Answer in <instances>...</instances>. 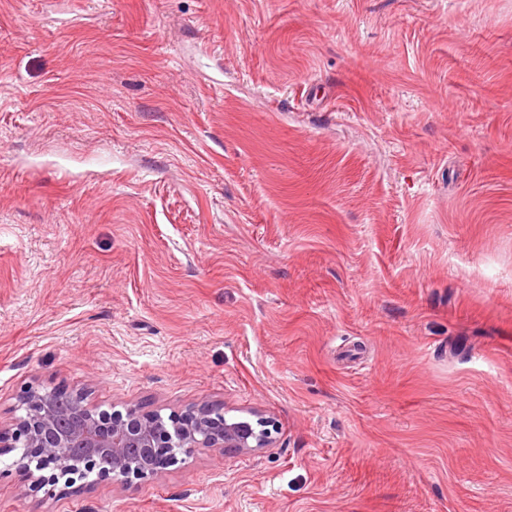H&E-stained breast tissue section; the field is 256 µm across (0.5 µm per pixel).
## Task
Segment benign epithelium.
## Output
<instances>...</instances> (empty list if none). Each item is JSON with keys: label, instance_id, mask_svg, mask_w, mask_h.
Returning <instances> with one entry per match:
<instances>
[{"label": "benign epithelium", "instance_id": "obj_1", "mask_svg": "<svg viewBox=\"0 0 512 512\" xmlns=\"http://www.w3.org/2000/svg\"><path fill=\"white\" fill-rule=\"evenodd\" d=\"M57 391L29 389L22 398L25 414L9 436L0 433V447L18 449L32 488L54 486L95 470L103 478L125 484L152 479L178 455L200 448H218L223 454H250L271 448L278 426L257 412L247 417L225 414V409L204 405L171 416L172 426L156 424L150 413L137 407L123 411L94 409L73 394L78 421L60 412Z\"/></svg>", "mask_w": 512, "mask_h": 512}]
</instances>
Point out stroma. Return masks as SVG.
I'll list each match as a JSON object with an SVG mask.
<instances>
[{
    "instance_id": "1",
    "label": "stroma",
    "mask_w": 512,
    "mask_h": 512,
    "mask_svg": "<svg viewBox=\"0 0 512 512\" xmlns=\"http://www.w3.org/2000/svg\"><path fill=\"white\" fill-rule=\"evenodd\" d=\"M31 386L280 433L0 512H512V0H0Z\"/></svg>"
}]
</instances>
